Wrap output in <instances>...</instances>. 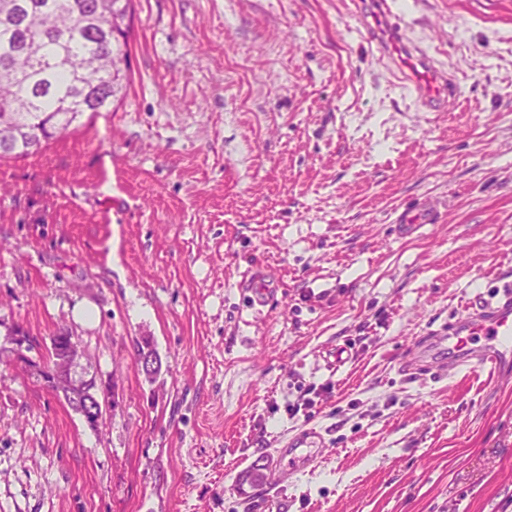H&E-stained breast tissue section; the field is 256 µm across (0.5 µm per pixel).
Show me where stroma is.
<instances>
[{
  "mask_svg": "<svg viewBox=\"0 0 512 512\" xmlns=\"http://www.w3.org/2000/svg\"><path fill=\"white\" fill-rule=\"evenodd\" d=\"M357 7L135 0L123 103L0 160V512H266L242 476L310 427L289 512H512V373L399 366L512 280V0H401L446 112ZM62 329L112 391L97 428L31 366ZM375 1H378L379 17L387 24V29L392 34V41L382 39L376 24L365 20L361 14L357 16L356 33L361 38L366 36L365 39L371 44L376 42L379 58L384 59L386 55L391 57L392 53H395L393 52L395 45L408 53L409 62L415 66L417 71L422 74L426 73V78H424L421 75H415L409 68V73H404L399 77L403 93L417 104L419 111H448V101L459 97V86L446 70L436 64L424 46L409 35L406 25L403 24L397 12L396 2ZM252 307H265L277 294V284L264 276H257L246 284Z\"/></svg>",
  "mask_w": 512,
  "mask_h": 512,
  "instance_id": "obj_1",
  "label": "stroma"
}]
</instances>
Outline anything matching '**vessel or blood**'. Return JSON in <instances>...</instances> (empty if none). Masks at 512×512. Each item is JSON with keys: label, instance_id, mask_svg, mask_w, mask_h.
I'll return each mask as SVG.
<instances>
[{"label": "vessel or blood", "instance_id": "b4317fda", "mask_svg": "<svg viewBox=\"0 0 512 512\" xmlns=\"http://www.w3.org/2000/svg\"><path fill=\"white\" fill-rule=\"evenodd\" d=\"M379 23H385L390 39H382L377 28L358 18L357 34L374 42L379 55H392L402 49L409 55L412 72L402 74L403 93L423 112H444L457 99L459 87L452 76L440 68L420 42L412 38L399 16L394 0H378ZM246 288L253 306L264 307L277 293L274 281L262 276L249 281ZM405 364L408 370L423 368L448 374L486 368L502 372L512 366V290H504L500 299L475 295L464 314L447 330L436 332L421 345L410 349ZM324 443L322 435L307 429L288 442L287 452L298 458L302 469L314 468ZM293 475L292 470L275 467L264 473L263 482L274 512H285L287 505L280 490Z\"/></svg>", "mask_w": 512, "mask_h": 512}]
</instances>
